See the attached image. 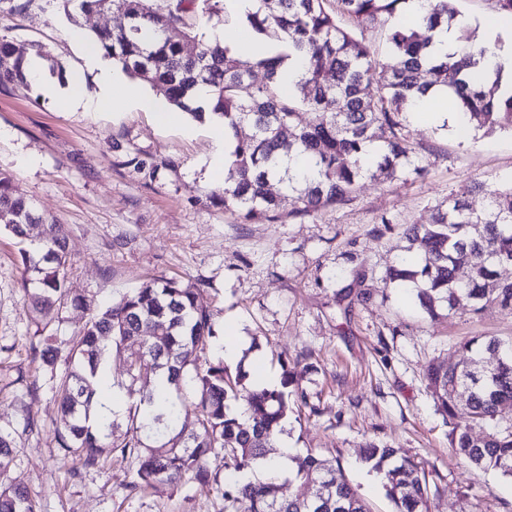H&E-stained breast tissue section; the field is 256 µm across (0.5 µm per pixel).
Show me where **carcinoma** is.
I'll use <instances>...</instances> for the list:
<instances>
[{
    "instance_id": "1",
    "label": "carcinoma",
    "mask_w": 512,
    "mask_h": 512,
    "mask_svg": "<svg viewBox=\"0 0 512 512\" xmlns=\"http://www.w3.org/2000/svg\"><path fill=\"white\" fill-rule=\"evenodd\" d=\"M242 14L224 13V24L247 26L276 48L271 56L243 60L231 48L205 38L200 23L218 13V0H64L81 12L108 11L123 25L95 32L94 40L112 64L150 86L175 108L201 120L205 110L194 90L209 89L211 112L224 118L230 167L224 186L209 202L243 224L276 223L350 201L366 178H422L427 167L417 156L402 117L418 95L443 86L479 130L512 129V92L503 94L501 72L477 85L470 69L489 49L475 31L459 29V52L432 62L427 51L437 31L457 18L455 0H427L419 29L401 20L410 0H249ZM383 35L380 53L369 33ZM305 60L294 90L284 91L279 69L290 58ZM25 57L0 37V86L27 81ZM264 73L260 82L254 71ZM311 118L300 121L301 113ZM303 154L317 178L302 185L273 169L277 157ZM121 165L156 180L146 159L126 155ZM281 192L271 190V182ZM483 194L477 213L469 198ZM292 209L283 212L285 199ZM0 224L28 240L21 250L26 300L38 329L46 331L68 306L89 307L67 287L71 259L63 225L40 214L0 172ZM42 226L30 239L29 226ZM403 236L422 251L415 266L395 265L393 281L410 282L430 317L461 309L473 313L495 302L512 311V280L499 278L512 264V185L474 182L448 197L428 224H408ZM472 270L464 283L457 264ZM216 338L210 311L189 285L164 276L144 281L106 308L94 309L67 345L65 368L56 372L57 350L33 348L53 371L60 416L55 436L65 455L84 467L104 458L135 459L132 489L175 485L187 478L210 480L208 456L224 453V482L216 483L224 512H370L345 478L340 461L310 454L289 478L295 493H281L280 478L243 483L238 475L267 462L266 448L281 432L288 410L284 388L298 372L283 366L282 388L246 389L251 423L244 427L227 412V401L245 389L248 374L230 372L207 350ZM463 361L431 365L425 377L437 409L453 419L465 406L468 422L448 434L450 447L472 467L512 478V344L493 336L463 343ZM125 356L121 386L133 399L123 440H112L113 424H89L96 375L105 355ZM10 430L0 427V512H40L29 489L3 481L14 461ZM363 462L384 475L393 512H429L430 483L423 465L388 445L369 442Z\"/></svg>"
}]
</instances>
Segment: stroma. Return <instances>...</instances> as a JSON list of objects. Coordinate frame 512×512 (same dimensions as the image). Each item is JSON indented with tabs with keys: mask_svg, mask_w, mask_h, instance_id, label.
I'll use <instances>...</instances> for the list:
<instances>
[{
	"mask_svg": "<svg viewBox=\"0 0 512 512\" xmlns=\"http://www.w3.org/2000/svg\"><path fill=\"white\" fill-rule=\"evenodd\" d=\"M110 12L42 8L23 12L0 0V35L17 52L60 47L65 73L82 72L88 97L102 75L81 48L94 30L120 25ZM405 123L425 178L365 180L348 204L281 223L241 224L208 204L206 175L216 144L209 124L193 119L162 127L129 104L116 111L61 109L35 84L0 88V172L40 212L64 224L72 258L68 286L104 308L150 277H174L212 310L216 331L234 322L267 371L300 368L302 406L290 405L283 438L297 458L339 459L373 512H392L381 479L362 461L367 442L424 461L436 489L431 512H512V480L469 468L448 445L451 423L436 409L425 380L429 365L459 361L474 336L512 340V312L485 305L479 314L431 319L414 289L387 271L419 257L400 225L426 224L433 207L460 185L492 176L512 181V133L448 122ZM145 158L156 181L121 168L126 154ZM21 245L0 226V425L14 430L10 483L35 493L41 512H224L214 486L130 491L131 459L94 468L64 456L50 370L31 350L41 335L22 301Z\"/></svg>",
	"mask_w": 512,
	"mask_h": 512,
	"instance_id": "35a3bbf8",
	"label": "stroma"
}]
</instances>
